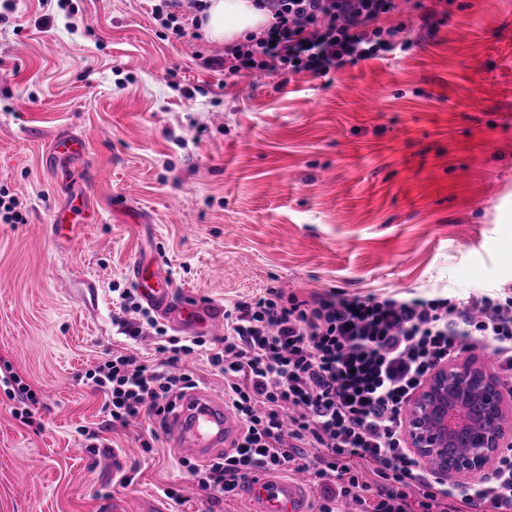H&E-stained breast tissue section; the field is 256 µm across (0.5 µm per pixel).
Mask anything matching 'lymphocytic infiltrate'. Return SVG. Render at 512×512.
Segmentation results:
<instances>
[{
    "label": "lymphocytic infiltrate",
    "instance_id": "f902f5d3",
    "mask_svg": "<svg viewBox=\"0 0 512 512\" xmlns=\"http://www.w3.org/2000/svg\"><path fill=\"white\" fill-rule=\"evenodd\" d=\"M272 25L247 48L208 58L225 77L256 71L326 75L392 53L397 29L377 27L394 0H259ZM222 339L169 335L132 288L119 291L118 334L153 338L165 359L148 364L114 352L87 376L104 395V411L122 425L148 414L164 418L194 377L181 357L208 347L224 375V399L243 423L233 453L191 465L200 488L233 493L253 471L309 475L317 512H512V448L493 473L452 487L423 469L404 439L403 413L438 365L492 349L500 381L512 393V300L489 295L397 298L328 292L299 299L280 288L237 301L225 311Z\"/></svg>",
    "mask_w": 512,
    "mask_h": 512
}]
</instances>
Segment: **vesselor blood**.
<instances>
[{"mask_svg":"<svg viewBox=\"0 0 512 512\" xmlns=\"http://www.w3.org/2000/svg\"><path fill=\"white\" fill-rule=\"evenodd\" d=\"M130 276L140 299L175 325L191 323L200 314L199 304L175 299L161 271L149 273L135 263L130 267ZM167 429L175 447L187 449L199 458L210 457L221 449L232 450L243 432L240 420L223 398L200 390L186 391L180 397ZM240 499L247 512H311L305 487L274 471L246 480L240 487Z\"/></svg>","mask_w":512,"mask_h":512,"instance_id":"obj_1","label":"vessel or blood"}]
</instances>
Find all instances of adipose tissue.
I'll use <instances>...</instances> for the list:
<instances>
[{"mask_svg":"<svg viewBox=\"0 0 512 512\" xmlns=\"http://www.w3.org/2000/svg\"><path fill=\"white\" fill-rule=\"evenodd\" d=\"M200 17L205 37L217 42H243L272 18L258 9L253 0H204Z\"/></svg>","mask_w":512,"mask_h":512,"instance_id":"ef3b65f1","label":"adipose tissue"}]
</instances>
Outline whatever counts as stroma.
<instances>
[{
	"mask_svg": "<svg viewBox=\"0 0 512 512\" xmlns=\"http://www.w3.org/2000/svg\"><path fill=\"white\" fill-rule=\"evenodd\" d=\"M160 2L14 0L0 21V188L25 217L0 223V366L40 402L25 423L0 393V512H242L158 421L103 431L107 452L76 432L104 418L84 374L125 345L136 260L225 309L270 287L512 298V0H424L435 26L402 6L377 24L407 48L242 80L205 69L225 46L193 0L180 38ZM64 133L85 154L48 162ZM64 205L91 220L63 244Z\"/></svg>",
	"mask_w": 512,
	"mask_h": 512,
	"instance_id": "obj_1",
	"label": "stroma"
}]
</instances>
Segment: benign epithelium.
Instances as JSON below:
<instances>
[{
  "label": "benign epithelium",
  "instance_id": "obj_1",
  "mask_svg": "<svg viewBox=\"0 0 512 512\" xmlns=\"http://www.w3.org/2000/svg\"><path fill=\"white\" fill-rule=\"evenodd\" d=\"M465 406L473 407L468 418L460 412ZM411 415L410 448L419 457L438 458L437 477L443 481L458 468L481 474L506 441L501 392L473 362L438 365L413 396ZM462 441L470 453L463 458L448 456V449Z\"/></svg>",
  "mask_w": 512,
  "mask_h": 512
}]
</instances>
